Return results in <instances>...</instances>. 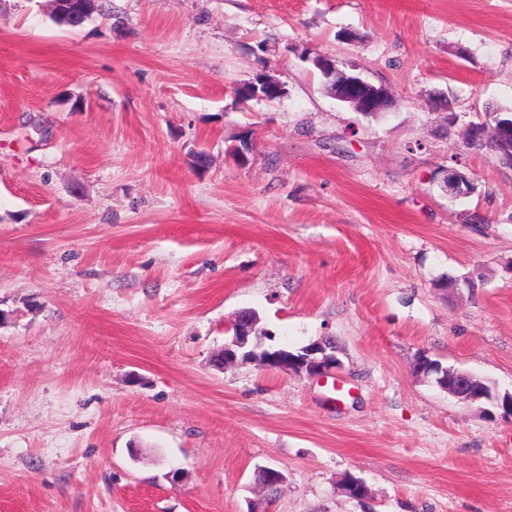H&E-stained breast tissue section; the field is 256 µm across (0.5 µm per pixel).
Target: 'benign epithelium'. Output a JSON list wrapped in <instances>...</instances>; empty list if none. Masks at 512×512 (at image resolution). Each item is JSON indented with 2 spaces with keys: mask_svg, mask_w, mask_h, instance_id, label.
I'll list each match as a JSON object with an SVG mask.
<instances>
[{
  "mask_svg": "<svg viewBox=\"0 0 512 512\" xmlns=\"http://www.w3.org/2000/svg\"><path fill=\"white\" fill-rule=\"evenodd\" d=\"M54 12L60 13L74 23L86 20L90 11L87 0H51ZM313 64L330 83V93L339 101L346 103L357 112L375 115L388 105L389 92L382 86H375L361 76L351 75L337 66L336 61L316 56ZM466 141H481L489 146L497 159L512 160V118L500 119L492 112H487L480 121L469 124L466 128ZM440 183L444 191L453 197H466L473 193L474 184L455 167H445L439 171ZM233 334L224 344L222 353L226 364L254 362L267 369H288L308 375H324L336 367V356L327 353L323 342L308 346L305 355L293 354L281 347L267 350L263 355L247 351L251 342L250 329L241 318L234 319ZM416 372L426 377L436 374V383L448 395L463 401L480 402L491 397L490 390L474 380L472 373L458 370L453 373H440L437 365L429 359H422L416 364Z\"/></svg>",
  "mask_w": 512,
  "mask_h": 512,
  "instance_id": "benign-epithelium-1",
  "label": "benign epithelium"
}]
</instances>
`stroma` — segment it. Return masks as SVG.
Here are the masks:
<instances>
[{
  "mask_svg": "<svg viewBox=\"0 0 512 512\" xmlns=\"http://www.w3.org/2000/svg\"><path fill=\"white\" fill-rule=\"evenodd\" d=\"M105 4L0 0V512H512V419L414 370L512 393V167L463 140L512 108V0ZM244 309L336 369L215 367ZM87 1L96 0H51L54 3V12L60 13L74 23L82 24L90 11ZM312 61L329 81V92L355 111L375 115L388 105L389 92L385 87L375 86L360 75L348 74L330 58L315 56ZM440 183L444 191L453 197H466L475 187L469 178L455 167H445L439 171ZM416 372L426 377L437 373L435 381L439 387L446 391L448 395L463 401L481 402L491 397L490 389L479 385L474 380L472 373L468 371L457 370L448 374V370H446L442 375H439L442 371L439 370L437 365L429 359H422L416 364Z\"/></svg>",
  "mask_w": 512,
  "mask_h": 512,
  "instance_id": "stroma-1",
  "label": "stroma"
}]
</instances>
